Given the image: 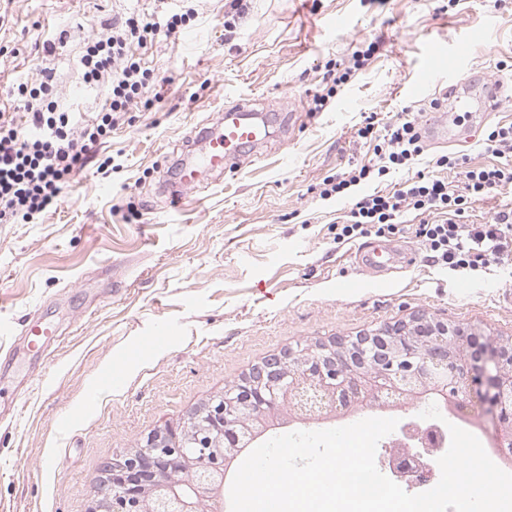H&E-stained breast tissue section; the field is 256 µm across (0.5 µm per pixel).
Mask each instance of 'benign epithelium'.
Segmentation results:
<instances>
[{"mask_svg": "<svg viewBox=\"0 0 512 512\" xmlns=\"http://www.w3.org/2000/svg\"><path fill=\"white\" fill-rule=\"evenodd\" d=\"M301 373L332 398L331 417L338 407L347 412L367 402L389 408L392 394L400 395L398 405L424 389L452 413L467 408L474 387L493 421L496 447L512 451V340L421 315L363 336H338L306 359L294 350L267 358L237 389L106 462L90 512H156L163 500L176 512H199L203 495L224 500L226 475L249 447L247 437L257 438L284 413L296 418L294 378ZM445 452L400 440L389 453L392 477L410 486L424 456Z\"/></svg>", "mask_w": 512, "mask_h": 512, "instance_id": "benign-epithelium-1", "label": "benign epithelium"}]
</instances>
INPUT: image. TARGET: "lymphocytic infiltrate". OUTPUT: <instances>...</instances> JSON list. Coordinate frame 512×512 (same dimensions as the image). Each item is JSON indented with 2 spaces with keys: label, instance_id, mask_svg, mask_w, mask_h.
<instances>
[{
  "label": "lymphocytic infiltrate",
  "instance_id": "obj_1",
  "mask_svg": "<svg viewBox=\"0 0 512 512\" xmlns=\"http://www.w3.org/2000/svg\"><path fill=\"white\" fill-rule=\"evenodd\" d=\"M194 16V11L174 12L165 0H153L151 7L113 19L89 39L80 58L83 81L103 96L92 115L78 118L60 109L52 61L15 83V111L0 112V224L30 220L57 206L71 176L125 115L153 104L160 78L145 55L155 41L181 32ZM423 118L416 111L383 124L376 116H366L357 135L375 141L373 159L327 181L323 196L347 195L363 181L412 165L426 150L420 133ZM487 146L497 154V164L471 167L457 157L434 159V167L459 170L461 181L418 171L391 190L358 196L337 239H356L374 229L395 234L401 218L415 214V236L437 265L473 269L512 254V239L506 236L512 230V211L499 212L486 224L468 221L474 204L490 190L512 185V123L492 128Z\"/></svg>",
  "mask_w": 512,
  "mask_h": 512
}]
</instances>
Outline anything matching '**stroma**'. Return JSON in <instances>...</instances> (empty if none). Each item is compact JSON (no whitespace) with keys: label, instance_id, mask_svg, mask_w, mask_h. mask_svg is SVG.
Here are the masks:
<instances>
[{"label":"stroma","instance_id":"obj_1","mask_svg":"<svg viewBox=\"0 0 512 512\" xmlns=\"http://www.w3.org/2000/svg\"><path fill=\"white\" fill-rule=\"evenodd\" d=\"M145 0H0V107L14 81L35 75L42 28L56 51L60 107L93 112L97 91L80 57L92 27ZM197 16L147 60L162 97L100 146L57 208L30 224H0V512H88L101 465L173 425L270 355L309 338L354 336L425 313L490 336H512V257L477 270L432 262L413 226L336 240L348 209L326 180L367 163L365 116L387 123L426 106L448 84L420 85L432 45L462 48L473 81L512 61V0H250L224 35V0H175ZM368 56L327 108L312 111L328 65ZM420 85L417 100L408 93ZM293 102L300 118L274 130L237 172L205 176L170 196L177 161L226 105ZM512 103L465 120L430 156L494 163L489 128ZM411 253V268L381 280L353 253L369 243ZM54 336L30 344L25 327ZM120 370L125 384L109 387ZM96 404H89V396Z\"/></svg>","mask_w":512,"mask_h":512}]
</instances>
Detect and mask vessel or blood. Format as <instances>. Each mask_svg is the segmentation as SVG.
Instances as JSON below:
<instances>
[{
	"label": "vessel or blood",
	"instance_id": "1",
	"mask_svg": "<svg viewBox=\"0 0 512 512\" xmlns=\"http://www.w3.org/2000/svg\"><path fill=\"white\" fill-rule=\"evenodd\" d=\"M506 88V82L499 77H490L475 85L466 73H458L442 93L433 117L425 122L428 137L438 144L453 140L457 113L483 117L501 109ZM220 123V128L204 130L206 152L199 165L186 163L180 168L182 191H195L199 167L221 175L234 172L241 154L248 150L257 151L270 136L269 122L256 114L254 102L248 98L226 106ZM356 259L365 273L379 278L387 277L413 262L409 254L386 245L359 248Z\"/></svg>",
	"mask_w": 512,
	"mask_h": 512
}]
</instances>
